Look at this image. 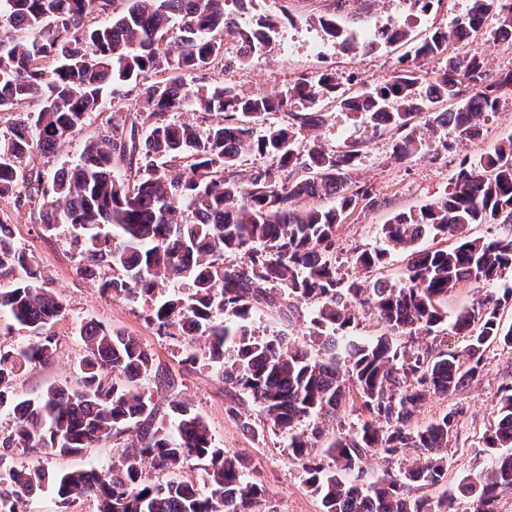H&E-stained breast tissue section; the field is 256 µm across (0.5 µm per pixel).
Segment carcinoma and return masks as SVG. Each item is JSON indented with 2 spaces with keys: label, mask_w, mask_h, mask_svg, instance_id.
<instances>
[{
  "label": "carcinoma",
  "mask_w": 512,
  "mask_h": 512,
  "mask_svg": "<svg viewBox=\"0 0 512 512\" xmlns=\"http://www.w3.org/2000/svg\"><path fill=\"white\" fill-rule=\"evenodd\" d=\"M226 0H0V26L23 35L0 38V112L19 102L34 109L4 121L0 129V202L38 210L42 229L72 228L77 272L107 269L102 294L138 299L160 336L203 337L219 365L234 416L248 404L287 439L290 458L306 474L321 512H429L410 492L447 476L445 450L457 430L456 407L424 426H413L417 407L431 396H451L479 375L490 344L512 348V326L501 324L512 303V236L472 238L471 224H512V136L470 164H462L440 200L395 215L382 227L386 247L362 250L355 264L369 272L393 250L407 253L397 282L366 288L338 277L330 254L336 229L357 206H381L373 188L352 174L361 141L336 150L312 146L300 153L295 139L324 125L331 100L360 118L372 134L394 136L393 155L403 160L425 149L417 133L451 126L473 138L501 94L512 91V71L487 76L477 57L448 53V32L436 30L403 57L389 78L363 86L365 105L351 107L337 78L322 72L281 91L247 93L209 80L223 55L221 32L236 35L243 61L260 59L277 34L266 17L243 28L224 9ZM498 10L497 33L512 34V2L469 0L460 24L475 33L484 15ZM347 51L366 50L336 17L309 18ZM441 69L421 80L418 62ZM194 75L192 83L183 74ZM140 83L139 108L118 121L107 117L83 147L77 163L54 173L49 198L24 191L42 184L30 166L33 149L52 152L88 117L105 108L114 87ZM215 120L176 122L185 108ZM281 114L287 122L255 135L252 122ZM244 152L272 159L274 167L240 169ZM336 200L333 207L320 205ZM451 239L444 248H418L426 236ZM229 254L239 256L230 262ZM0 276L14 279L0 290V317L31 328L40 339L26 347L0 348V407L15 418L0 435V512H21L25 499L51 489L64 505L86 496L99 512H256L264 490L245 478L244 458L212 442L209 427L179 397V380L156 362L136 336L93 320L80 327L85 355L76 380L53 384L35 396L11 391L23 369L48 364L55 353L51 324L64 312L47 287L50 276L17 245L11 218L0 208ZM186 282L185 298L164 291ZM504 287L475 298L455 317L466 338L464 352L399 348L394 336L430 335L446 319L442 303L460 284ZM314 301L312 335L324 340L317 354L287 336L253 333L252 317L292 301ZM367 305L385 332L372 343H351L336 356V331L351 323L354 304ZM224 313L217 320L215 312ZM235 351L224 360V347ZM148 378L164 402L139 388ZM358 402L366 419L353 433L327 437L303 420L335 415ZM496 423L485 438L492 466L464 484L473 512H496L512 494V387L502 391ZM127 436L119 461L107 468H75L51 474L42 467H5L14 448H42L78 457L101 441ZM322 443L323 454L313 453ZM418 452L397 476L365 479L369 458ZM174 473L204 464L206 491L188 480L150 482L145 462Z\"/></svg>",
  "instance_id": "obj_1"
}]
</instances>
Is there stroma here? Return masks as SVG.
Returning <instances> with one entry per match:
<instances>
[{"instance_id":"stroma-1","label":"stroma","mask_w":512,"mask_h":512,"mask_svg":"<svg viewBox=\"0 0 512 512\" xmlns=\"http://www.w3.org/2000/svg\"><path fill=\"white\" fill-rule=\"evenodd\" d=\"M468 4L469 0H433L429 10L423 12L411 0H350L339 16L343 26L356 35L372 32L386 22L400 21L406 23L412 38L419 39L436 29L452 31L466 14ZM289 7L297 15V22L282 23L259 61L242 64L237 38L225 36L224 58L212 70L213 79L243 91H263L285 88L299 78L331 71L336 73L344 88L358 89L388 78L393 65L408 51L407 45L401 43H382L367 52L346 53L318 25L305 21L306 16L324 10L323 0H291ZM497 19V14H489L466 48L468 54L483 60L488 75L493 78L512 71V46L493 40ZM100 122V117L91 116L83 129L72 134L59 149L34 151L31 165L50 176L58 168L75 163ZM510 136L512 96L507 95L500 99L496 112L483 124L479 137L461 141L452 128H441L434 139L439 144L448 143L447 151L435 158L417 154L398 161L393 156L391 135L363 132L351 113L329 108L324 126L315 133H299L298 144L303 146L316 140L331 148L347 140L363 138L355 175L372 186L383 201L379 208H356L340 224L332 255L339 276L347 281L362 280L369 275L392 282L399 279L407 264L406 254L392 253L383 267L368 275L355 265V252L381 247L382 224L398 212L437 201L446 193L463 160L478 158ZM11 216L18 245L49 273L50 286L65 306L64 314L51 328L56 343L53 361L21 372L13 382L17 394L37 395L50 385L75 380L76 366L84 355V343L78 332L80 322L94 320L123 330L139 337L158 361L180 376V396L204 419L214 445L245 457L247 480L259 484L265 491L262 512H321L318 497L306 485L305 473L288 456L285 437L257 416L252 419L251 431H243L238 419L228 412L227 387L217 366L208 359L204 341H197L194 346L197 363H183L188 345L184 337L157 335L145 319L147 308L142 302L103 295L95 281L77 275L78 258L67 226H58L48 234L42 231L36 212L23 208L12 211ZM476 294V288L469 284L456 288L445 304L448 321L437 332L414 342L422 348L462 350L465 342L454 334L450 319L468 307ZM314 308V303H299L297 314L288 320L273 310L257 312L252 329L261 337L284 333L293 343L309 345V319ZM393 342L400 347L414 343L404 336L394 337ZM483 363L477 380L451 397L427 399L413 417L415 424L424 425L450 409L458 406L463 409L457 418L456 434L447 449L448 475L443 485L420 491L433 505L442 498H449L448 512H471L473 501L460 495L458 486L489 467L491 460L485 438L494 422L493 406L501 391L512 386L511 348L487 347Z\"/></svg>"}]
</instances>
